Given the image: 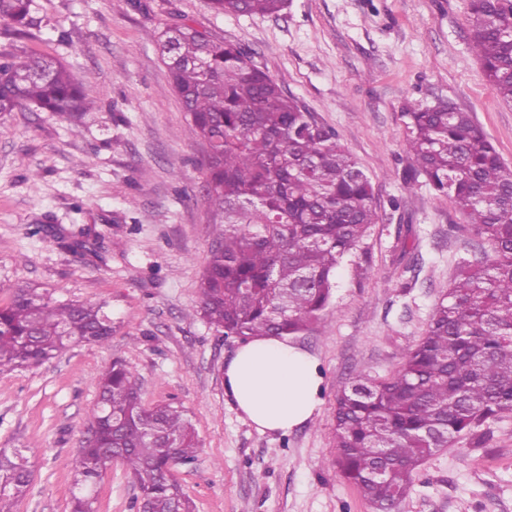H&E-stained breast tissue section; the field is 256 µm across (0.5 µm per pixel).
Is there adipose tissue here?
<instances>
[{
  "instance_id": "1",
  "label": "adipose tissue",
  "mask_w": 512,
  "mask_h": 512,
  "mask_svg": "<svg viewBox=\"0 0 512 512\" xmlns=\"http://www.w3.org/2000/svg\"><path fill=\"white\" fill-rule=\"evenodd\" d=\"M322 378L315 361L288 340L258 337L224 368V392L258 430L287 433L311 419Z\"/></svg>"
}]
</instances>
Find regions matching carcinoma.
<instances>
[{
    "label": "carcinoma",
    "mask_w": 512,
    "mask_h": 512,
    "mask_svg": "<svg viewBox=\"0 0 512 512\" xmlns=\"http://www.w3.org/2000/svg\"><path fill=\"white\" fill-rule=\"evenodd\" d=\"M34 0H0V23L37 24ZM217 13L278 15L285 0H208ZM470 46L486 79L512 103V0H468ZM167 84L192 139L209 148L203 200L224 225L201 275L200 315L246 342L296 336L328 308L336 269L379 215L374 188L336 133L242 48L189 25L159 44ZM93 95L39 55L0 64V114L31 106L77 120ZM413 187L419 177L467 219L480 257L463 259L427 329L388 377L361 374L336 395V468L373 512H398L417 467L461 435L512 411V171L471 115L434 104L406 113ZM112 320L93 303L52 304L25 289L0 306V371L40 365L72 343H107ZM95 438L79 448L72 512H95L113 457L139 508L193 512L173 476L198 440L181 406L147 408L137 374L116 359L99 379ZM22 452L0 449V512L29 484Z\"/></svg>",
    "instance_id": "cac0c4a2"
}]
</instances>
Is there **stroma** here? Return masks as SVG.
<instances>
[{"label":"stroma","mask_w":512,"mask_h":512,"mask_svg":"<svg viewBox=\"0 0 512 512\" xmlns=\"http://www.w3.org/2000/svg\"><path fill=\"white\" fill-rule=\"evenodd\" d=\"M35 15L22 35L0 24V60L54 58L99 100L77 124L32 108L0 117V305L20 288L96 303L112 337L0 373V448L31 471L13 512H71L98 380L116 358L145 406L187 411L200 450L174 476L195 512H372L334 466L336 393L354 375L392 374L474 255L452 200L406 187L407 112L443 99L471 113L512 169V104L470 49L467 0H289L276 17L217 14L207 0H35ZM184 23L248 51L375 189L379 221L338 267L323 324L292 340L322 385L312 419L285 434L258 431L224 394L239 340L185 316L220 227L203 200L206 146L188 136L158 49ZM82 226L79 254L68 242ZM482 430L424 460L399 512H512V412ZM137 495L115 460L95 507L136 512Z\"/></svg>","instance_id":"35a3bbf8"}]
</instances>
